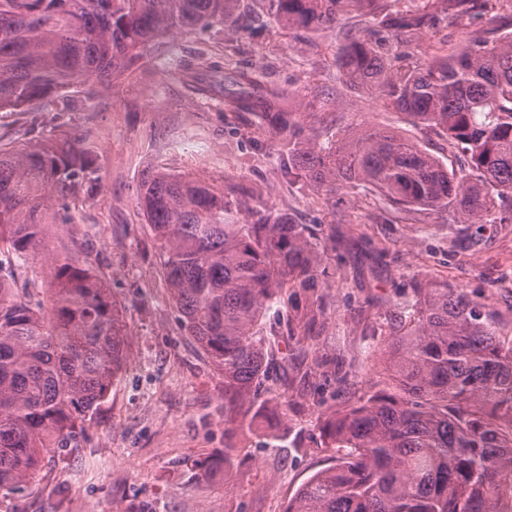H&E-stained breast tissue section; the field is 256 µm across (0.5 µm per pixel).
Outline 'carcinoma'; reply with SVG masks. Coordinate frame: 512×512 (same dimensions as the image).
Returning a JSON list of instances; mask_svg holds the SVG:
<instances>
[{
	"label": "carcinoma",
	"mask_w": 512,
	"mask_h": 512,
	"mask_svg": "<svg viewBox=\"0 0 512 512\" xmlns=\"http://www.w3.org/2000/svg\"><path fill=\"white\" fill-rule=\"evenodd\" d=\"M235 0H0V112H31L67 89L108 87L163 34L222 25ZM469 15L478 0H444ZM290 27L319 30L344 11L377 18L378 0H261ZM430 20L407 13L408 34ZM351 87L447 138L457 174L388 128L361 126L320 140L292 97L242 68L219 81L232 112L257 117L291 145L319 187L368 185L402 208L457 212L465 223H512V32L460 38L446 55L392 64L366 39L337 61ZM92 131L69 140L0 147V495L35 478L42 453L83 429L124 361L128 333L107 280L70 252L51 258L50 295L11 285L46 225L68 223L69 202L99 184ZM57 209L50 210V202ZM139 204L163 247V278L186 335L224 375V421L250 411L268 381L261 325L288 289L317 287L300 224L239 205L210 185L158 173ZM412 320L384 342L387 379L321 427L341 451L310 477L288 512H512V338L462 292L416 283Z\"/></svg>",
	"instance_id": "obj_1"
}]
</instances>
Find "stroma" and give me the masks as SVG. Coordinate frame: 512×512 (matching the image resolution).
<instances>
[{"label": "stroma", "instance_id": "1", "mask_svg": "<svg viewBox=\"0 0 512 512\" xmlns=\"http://www.w3.org/2000/svg\"><path fill=\"white\" fill-rule=\"evenodd\" d=\"M381 2L389 24L344 13L331 27L307 32L283 26L259 0H239L230 23L144 46L127 74L101 91L94 111L38 102L40 137L94 130L101 183L90 202H71L69 223L49 225L29 256L28 282H46L50 258L73 249L108 279L129 341L107 397L70 445L42 455L36 481L11 501L12 512H284L304 482L334 463L323 421L382 379L371 352L399 330L411 282L466 291L489 306L499 335L512 337V223L408 212L368 186L315 187L289 173L287 142L229 111L198 78L210 61L228 75L251 68L263 84L295 92L314 133L388 125L460 169L461 155L443 137L344 83L336 61L361 36L394 63L416 65L450 51L462 34L486 37L488 18L512 32V11L482 0L475 13L453 20L441 0ZM405 12L434 16L411 42L392 23ZM158 171L286 215L304 225L317 257L316 292L297 295L315 321L302 331L294 319L264 320L274 379L258 398L262 411L239 418L229 439L244 448L229 459L224 378L180 326L160 243L138 204L141 183ZM300 341L307 355H296Z\"/></svg>", "mask_w": 512, "mask_h": 512}]
</instances>
